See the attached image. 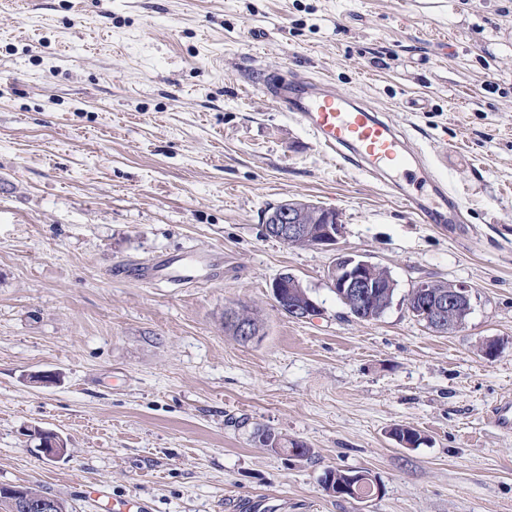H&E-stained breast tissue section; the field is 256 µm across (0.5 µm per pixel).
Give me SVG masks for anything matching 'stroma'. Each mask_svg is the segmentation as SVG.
Listing matches in <instances>:
<instances>
[{"label": "stroma", "instance_id": "1", "mask_svg": "<svg viewBox=\"0 0 512 512\" xmlns=\"http://www.w3.org/2000/svg\"><path fill=\"white\" fill-rule=\"evenodd\" d=\"M289 69L382 110L465 223L337 172L254 86ZM288 200L339 209L335 249L266 236ZM340 253L396 281L379 318L332 291ZM176 254L194 282L114 274ZM283 272L316 315L279 309ZM422 278L471 287L463 327L414 317ZM241 306L259 341L225 333ZM510 395L512 0H0V487L68 512H512V435L491 422ZM336 469L380 496L326 493Z\"/></svg>", "mask_w": 512, "mask_h": 512}]
</instances>
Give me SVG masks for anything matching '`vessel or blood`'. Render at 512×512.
Returning <instances> with one entry per match:
<instances>
[{"instance_id":"1","label":"vessel or blood","mask_w":512,"mask_h":512,"mask_svg":"<svg viewBox=\"0 0 512 512\" xmlns=\"http://www.w3.org/2000/svg\"><path fill=\"white\" fill-rule=\"evenodd\" d=\"M258 89L279 111L289 113L312 133L338 170L366 173L423 223H456L460 206L454 194L434 176L422 151L383 112L319 78L274 72L262 78ZM399 173L420 176L427 192L406 190L395 179ZM150 275L174 281L186 277L177 255L159 260Z\"/></svg>"}]
</instances>
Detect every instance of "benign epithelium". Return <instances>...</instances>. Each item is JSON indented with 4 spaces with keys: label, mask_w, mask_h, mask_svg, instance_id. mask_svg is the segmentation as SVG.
I'll list each match as a JSON object with an SVG mask.
<instances>
[{
    "label": "benign epithelium",
    "mask_w": 512,
    "mask_h": 512,
    "mask_svg": "<svg viewBox=\"0 0 512 512\" xmlns=\"http://www.w3.org/2000/svg\"><path fill=\"white\" fill-rule=\"evenodd\" d=\"M266 234L288 246L331 248L343 236L339 210L305 200L288 202L275 223L265 225ZM331 288L336 296L357 317L373 320L379 317L384 297L396 288L395 280L381 267L358 257L341 255L330 274ZM272 293L277 304H288L295 319H307L318 312L319 306L306 287L293 274L284 272L272 282ZM471 287L450 283L445 289L429 279H420L407 295V306L412 314L427 326L446 331L464 325L471 312ZM228 322L232 333L243 342L257 339V333L245 316L237 311ZM354 486L347 493L354 499H365L379 493L364 474L353 477ZM0 493L14 498L24 512H55L54 500L49 495L33 499L23 487L1 488Z\"/></svg>",
    "instance_id": "benign-epithelium-1"
}]
</instances>
